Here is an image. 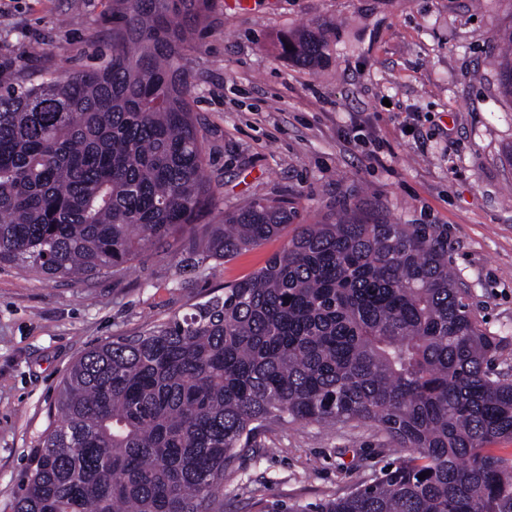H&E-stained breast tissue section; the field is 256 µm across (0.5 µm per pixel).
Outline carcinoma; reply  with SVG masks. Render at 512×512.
<instances>
[{
  "label": "carcinoma",
  "mask_w": 512,
  "mask_h": 512,
  "mask_svg": "<svg viewBox=\"0 0 512 512\" xmlns=\"http://www.w3.org/2000/svg\"><path fill=\"white\" fill-rule=\"evenodd\" d=\"M206 5L113 0L88 70L34 79L0 55V265L116 275L196 221L210 184L184 51ZM288 44L317 66L327 35ZM496 45L512 98V28ZM289 220L274 199L226 212L201 260ZM467 296L430 224H305L224 295L79 357L13 512H224V476L258 434L351 420L405 454L342 497L269 512H512V455L490 449L512 439V380Z\"/></svg>",
  "instance_id": "cac0c4a2"
}]
</instances>
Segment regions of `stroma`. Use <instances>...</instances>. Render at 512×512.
<instances>
[{
    "label": "stroma",
    "instance_id": "35a3bbf8",
    "mask_svg": "<svg viewBox=\"0 0 512 512\" xmlns=\"http://www.w3.org/2000/svg\"><path fill=\"white\" fill-rule=\"evenodd\" d=\"M315 24L325 63L282 51ZM512 0H210L186 51L211 204L191 229L125 273L85 282L0 266V512H12L32 452L55 418L69 367L92 347L183 316L247 278L303 224L343 211L430 224L512 370V100L494 36ZM112 0H0V53L36 69L96 65ZM255 198L287 202L281 233L230 261L192 239ZM224 478V512L318 503L368 481L397 453L375 428L293 424L262 434Z\"/></svg>",
    "mask_w": 512,
    "mask_h": 512
}]
</instances>
